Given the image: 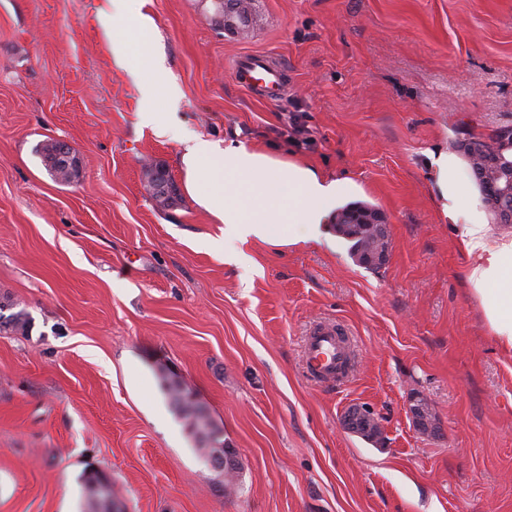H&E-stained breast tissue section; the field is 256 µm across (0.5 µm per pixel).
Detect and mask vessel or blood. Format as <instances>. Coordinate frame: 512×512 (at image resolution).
Wrapping results in <instances>:
<instances>
[{
  "label": "vessel or blood",
  "instance_id": "1",
  "mask_svg": "<svg viewBox=\"0 0 512 512\" xmlns=\"http://www.w3.org/2000/svg\"><path fill=\"white\" fill-rule=\"evenodd\" d=\"M256 15L242 0L237 8L224 12V33L235 37L251 27ZM229 71L234 81L250 95L265 101L279 99L288 83V67L268 52H246L236 56ZM305 371L312 380L332 384L343 374L348 353L346 332L333 323L316 325L309 333L304 348Z\"/></svg>",
  "mask_w": 512,
  "mask_h": 512
}]
</instances>
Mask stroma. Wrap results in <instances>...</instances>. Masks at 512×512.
<instances>
[{
  "instance_id": "obj_1",
  "label": "stroma",
  "mask_w": 512,
  "mask_h": 512,
  "mask_svg": "<svg viewBox=\"0 0 512 512\" xmlns=\"http://www.w3.org/2000/svg\"><path fill=\"white\" fill-rule=\"evenodd\" d=\"M130 60L157 45L187 130L287 147L359 185L389 258L349 244H243L230 265L202 247L219 225L183 187L181 147L139 123V91L112 57L109 0H0V303L27 333H0V512H84L83 475L112 479L121 512H512V352L460 276L429 151L512 127V0H258L228 42L212 0H134ZM270 52L291 81L257 101L238 53ZM299 106L314 144L278 137ZM73 149L61 184L40 148ZM162 169L168 203L146 189ZM344 324L343 384L309 380L307 331ZM181 383L233 448L232 489L196 451L161 388ZM424 399L437 428L410 407ZM367 406L382 435L343 429Z\"/></svg>"
}]
</instances>
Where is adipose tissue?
Returning a JSON list of instances; mask_svg holds the SVG:
<instances>
[{
    "label": "adipose tissue",
    "instance_id": "1",
    "mask_svg": "<svg viewBox=\"0 0 512 512\" xmlns=\"http://www.w3.org/2000/svg\"><path fill=\"white\" fill-rule=\"evenodd\" d=\"M130 74L140 90L141 125L180 143L184 188L222 225L225 259L244 263L241 246L254 238L277 246L328 241L325 226L341 198L356 191L354 182L242 142L186 133L157 109L159 100L179 96L158 54H151L146 70L134 68ZM428 168L442 212L457 226L459 246L468 257L462 277L480 297L491 334L512 349V241L491 238L489 214L458 152H429Z\"/></svg>",
    "mask_w": 512,
    "mask_h": 512
}]
</instances>
